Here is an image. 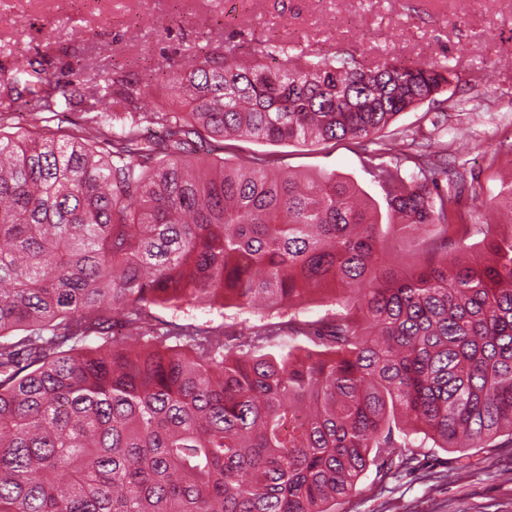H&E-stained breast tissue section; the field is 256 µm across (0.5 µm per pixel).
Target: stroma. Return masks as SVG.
<instances>
[{"label": "stroma", "instance_id": "35a3bbf8", "mask_svg": "<svg viewBox=\"0 0 512 512\" xmlns=\"http://www.w3.org/2000/svg\"><path fill=\"white\" fill-rule=\"evenodd\" d=\"M268 44L287 47L298 66L323 54L366 65L394 57L447 65L454 74L447 91L401 113L384 141L409 156L410 140L429 139L447 155L461 174L451 189L450 223H507L489 202L512 182V0H0V77L31 58L59 84L78 80L95 90L144 79L196 47L245 56ZM371 149L354 139H243L227 150L213 140L192 157L238 163L264 156L280 172L336 173L377 199L381 192L364 170ZM335 310L317 292L260 311L231 301L158 307L151 321L230 332L291 318L312 324ZM414 454L411 473L384 480L368 468L336 512H512V447Z\"/></svg>", "mask_w": 512, "mask_h": 512}]
</instances>
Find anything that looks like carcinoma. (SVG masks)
Masks as SVG:
<instances>
[{
	"mask_svg": "<svg viewBox=\"0 0 512 512\" xmlns=\"http://www.w3.org/2000/svg\"><path fill=\"white\" fill-rule=\"evenodd\" d=\"M166 77L165 109L120 80L67 135H0V512H335L369 466L413 468L389 448L512 444V225L475 228L480 259L445 249L408 270L382 249L470 233L448 224L433 142L411 174L365 161L385 224L334 173L190 159L212 139L377 141L447 90V66L272 69L199 48ZM58 94L21 61L0 127L24 95L50 122ZM145 123L167 138L141 140ZM314 289L336 312L308 346L275 324L142 331L153 305L255 309Z\"/></svg>",
	"mask_w": 512,
	"mask_h": 512,
	"instance_id": "1",
	"label": "carcinoma"
}]
</instances>
